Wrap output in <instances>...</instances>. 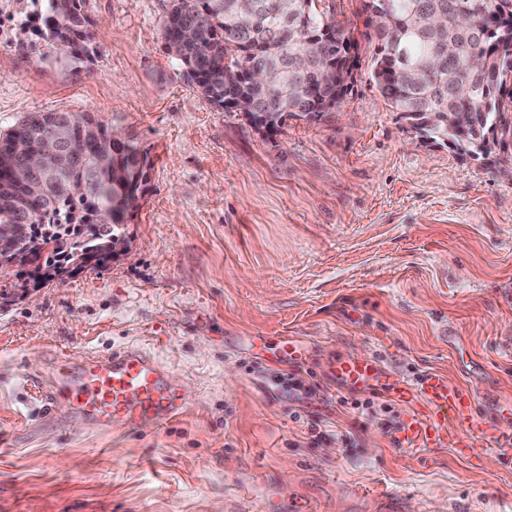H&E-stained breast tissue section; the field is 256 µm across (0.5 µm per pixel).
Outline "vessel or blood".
Segmentation results:
<instances>
[{"mask_svg": "<svg viewBox=\"0 0 512 512\" xmlns=\"http://www.w3.org/2000/svg\"><path fill=\"white\" fill-rule=\"evenodd\" d=\"M51 369L55 382L43 393L47 406L66 405L98 427L146 420L161 426L187 406L170 384L167 368L136 346L109 355L90 354L78 364L61 356ZM336 373L351 387H380L398 401L424 404L425 414L411 418L397 433L401 447L437 448L448 443L465 456L478 454L484 442L512 449V408L503 409L493 420H478L474 395L449 385L443 375L428 373L413 385L402 379L386 384L373 362L355 357L338 361ZM451 419L460 425L453 436L447 427Z\"/></svg>", "mask_w": 512, "mask_h": 512, "instance_id": "obj_1", "label": "vessel or blood"}]
</instances>
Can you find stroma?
Wrapping results in <instances>:
<instances>
[{"label":"stroma","instance_id":"stroma-1","mask_svg":"<svg viewBox=\"0 0 512 512\" xmlns=\"http://www.w3.org/2000/svg\"><path fill=\"white\" fill-rule=\"evenodd\" d=\"M170 4L84 0L93 38L60 59L43 0H0V133L86 112L152 160L128 253L46 283L0 266V512H512V454L398 447L417 405L352 408L365 392L335 374L355 356L443 374L486 420L512 404V145L477 161L394 112L364 0H317L357 42L341 108L256 130L189 85ZM284 340L300 361H275ZM132 344L167 366L181 416L43 412L57 354ZM293 370L309 392L273 383Z\"/></svg>","mask_w":512,"mask_h":512}]
</instances>
